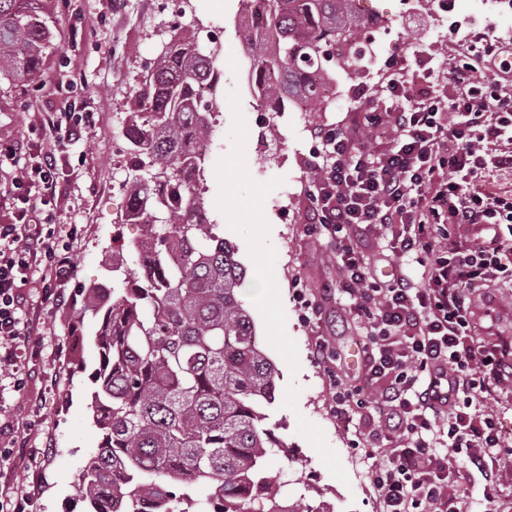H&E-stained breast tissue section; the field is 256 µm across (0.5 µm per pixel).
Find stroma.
Listing matches in <instances>:
<instances>
[{
	"mask_svg": "<svg viewBox=\"0 0 512 512\" xmlns=\"http://www.w3.org/2000/svg\"><path fill=\"white\" fill-rule=\"evenodd\" d=\"M356 6L385 33L380 63L339 72V93L327 111L279 113L272 137L246 89L249 64L234 23L240 0H43L53 33L46 74L0 80V142L39 148L49 138L45 114L76 106L90 113L92 125L88 137L67 145L57 171L60 193L49 207L52 223L77 227L66 242L75 267L67 299L43 304V274L29 272L19 288L41 335L18 347V376L0 371V421L19 428L0 435V487L25 501L26 512H85L76 485L100 441L90 408L99 318L88 310L89 296L111 277L113 236L129 244L141 235L140 225L116 221L129 204L124 95L166 34L197 26L216 30L215 39L198 45L218 50L221 73L205 207L247 270L241 298L279 374L271 415L283 449L272 455L269 473L289 493L324 501L328 512H382L365 437L357 424L342 425L333 409L337 376L361 371L356 339L363 329L336 290L341 273L330 237L308 231L315 135L365 111L369 97L388 98V77L398 67L415 84L453 97L449 64L468 53L476 33L512 43V12L489 15L463 4V25L455 29L427 10L404 13L401 0ZM327 286L332 292L322 313L312 316L305 302ZM467 297L477 342L512 343V282L481 284ZM320 343L331 350L329 362L315 355ZM489 483L501 512H512V447L502 450L490 478L472 473L468 512H480Z\"/></svg>",
	"mask_w": 512,
	"mask_h": 512,
	"instance_id": "stroma-1",
	"label": "stroma"
}]
</instances>
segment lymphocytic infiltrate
<instances>
[{"instance_id": "lymphocytic-infiltrate-1", "label": "lymphocytic infiltrate", "mask_w": 512, "mask_h": 512, "mask_svg": "<svg viewBox=\"0 0 512 512\" xmlns=\"http://www.w3.org/2000/svg\"><path fill=\"white\" fill-rule=\"evenodd\" d=\"M507 45L482 41L471 60L450 64L456 95L416 96L404 74H391L390 101L344 128L321 130L314 151L311 230L329 232L342 272L341 291L365 324L363 380L378 383L360 399L352 379L336 380L337 418L353 409L379 413L364 455L383 512H462L467 488L459 459L487 473L505 440L489 401L503 385L512 346L477 345L465 290L512 281V196L483 182L487 165L512 170V62ZM500 58L489 84L477 79L486 59ZM50 145L31 151L0 147L16 170L0 197L19 207V221L0 225V364H12L18 343L36 335L35 315L17 282L42 268L44 299L63 302L61 282L74 265L49 225L45 208L58 192L61 141L83 136L75 116L47 113ZM510 151H501L502 143ZM391 232L392 253L416 261L421 282L404 275L376 280L351 236L354 226ZM487 231L480 246L457 241L459 226ZM446 427L444 446L434 444Z\"/></svg>"}]
</instances>
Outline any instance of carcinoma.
<instances>
[{"label":"carcinoma","mask_w":512,"mask_h":512,"mask_svg":"<svg viewBox=\"0 0 512 512\" xmlns=\"http://www.w3.org/2000/svg\"><path fill=\"white\" fill-rule=\"evenodd\" d=\"M40 2L0 0V78L45 74L52 32ZM240 2L257 107L282 112L299 98L327 109L340 67L332 49L365 23L355 0ZM217 57L173 34L126 101L131 200L117 221L146 230L112 301L92 304L102 317L91 403L101 441L77 486L89 512H111L117 495L127 512H171L173 502L184 512H317L302 498L286 503L264 475L277 446V370L238 297L246 271L219 225L196 223L203 181L186 179L187 166L206 163L215 108L195 92L207 75L219 82ZM252 483L258 498L241 494Z\"/></svg>","instance_id":"cac0c4a2"}]
</instances>
